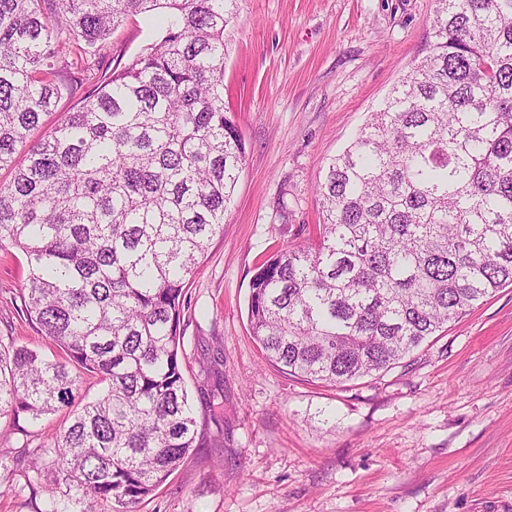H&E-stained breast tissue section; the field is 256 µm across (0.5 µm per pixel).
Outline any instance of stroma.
Returning <instances> with one entry per match:
<instances>
[{
    "label": "stroma",
    "mask_w": 512,
    "mask_h": 512,
    "mask_svg": "<svg viewBox=\"0 0 512 512\" xmlns=\"http://www.w3.org/2000/svg\"><path fill=\"white\" fill-rule=\"evenodd\" d=\"M435 7L241 0L224 31V106L246 164L180 323L186 386L199 411L213 394L218 428L138 512H512V286L391 370L336 386L269 364L247 321L253 275L321 222L316 183L413 66ZM160 34L124 21L105 67ZM26 271L20 251L0 250V341L52 356L17 309ZM68 424L64 408L0 418V512H48L63 496L43 442Z\"/></svg>",
    "instance_id": "35a3bbf8"
}]
</instances>
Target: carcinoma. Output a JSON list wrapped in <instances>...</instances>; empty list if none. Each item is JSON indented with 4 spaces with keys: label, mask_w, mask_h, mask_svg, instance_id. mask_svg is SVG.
<instances>
[{
    "label": "carcinoma",
    "mask_w": 512,
    "mask_h": 512,
    "mask_svg": "<svg viewBox=\"0 0 512 512\" xmlns=\"http://www.w3.org/2000/svg\"><path fill=\"white\" fill-rule=\"evenodd\" d=\"M239 2L0 0V249L25 256L21 312L60 351L0 345V415L37 420L96 377L46 447L68 490L116 512L204 445L179 327L245 165L224 109ZM436 2L426 55L317 182L323 223L250 281L251 335L288 374L384 371L512 286V0ZM156 13L165 35L34 138L73 90L64 69L100 71L112 30Z\"/></svg>",
    "instance_id": "carcinoma-1"
}]
</instances>
